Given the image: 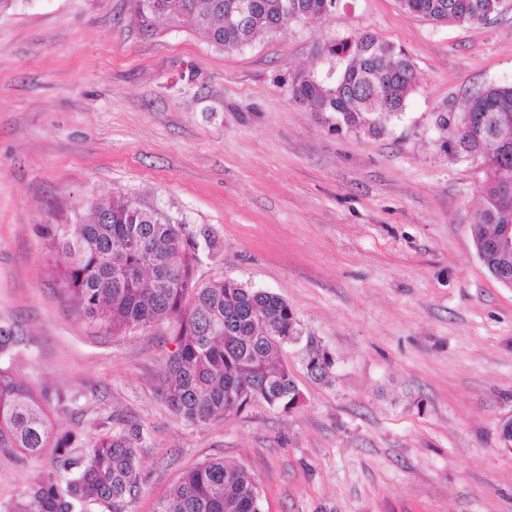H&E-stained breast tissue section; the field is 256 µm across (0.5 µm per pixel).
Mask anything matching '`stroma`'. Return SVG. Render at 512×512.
<instances>
[{
  "label": "stroma",
  "mask_w": 512,
  "mask_h": 512,
  "mask_svg": "<svg viewBox=\"0 0 512 512\" xmlns=\"http://www.w3.org/2000/svg\"><path fill=\"white\" fill-rule=\"evenodd\" d=\"M371 33L419 82L382 134L295 102L291 73L324 42ZM512 84V8L435 24L398 0H340L237 51L190 26L144 31L132 0H18L0 13V319L33 342L18 372L69 394L62 430L91 441L142 428L155 512L180 476L221 458L258 481L264 512H512V288L479 259V160L456 158L440 116ZM121 194L194 232L195 279L285 299L335 359L311 380L304 343L282 354L302 394L190 425L159 394L170 324L115 334L72 307L46 228ZM52 468L0 451V503Z\"/></svg>",
  "instance_id": "35a3bbf8"
}]
</instances>
